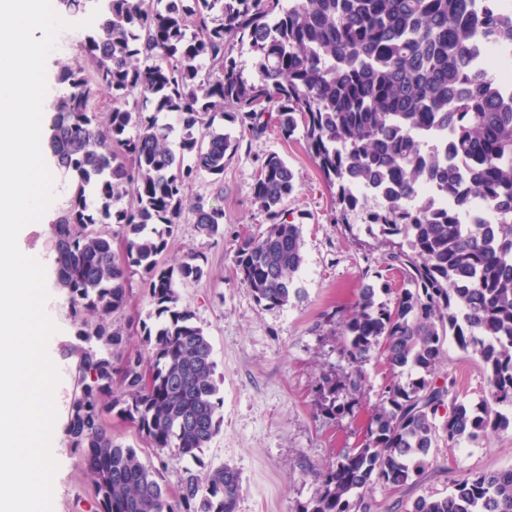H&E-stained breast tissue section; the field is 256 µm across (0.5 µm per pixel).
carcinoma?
<instances>
[{
  "mask_svg": "<svg viewBox=\"0 0 512 512\" xmlns=\"http://www.w3.org/2000/svg\"><path fill=\"white\" fill-rule=\"evenodd\" d=\"M91 3L98 22L78 41L82 62L58 74L63 92L47 141L69 183L55 220L57 285L77 336L65 432L91 477L96 512H236L241 477L220 464L184 467L171 492L160 467L112 437L116 414L163 461L197 458L220 432L224 404L213 348L178 288L202 279L205 257L160 260L184 212L213 237L224 209L192 194L220 184L239 138L224 119L284 138L299 128L332 189L336 223L378 227L386 267L403 280L393 303L360 289L343 322L346 386L376 356L391 378L364 438L321 473L304 512H374L377 485L418 482L439 438L512 429V87L477 57L490 38L512 48L501 0H56ZM247 47L256 76L233 56ZM172 115L177 126L162 122ZM296 177L265 157L254 201L269 225L236 260L258 303L301 296L302 229L285 217ZM475 200L496 221L462 222ZM123 252L113 249L112 225ZM140 275L155 306L143 351H128L125 310ZM479 357L488 396L471 406L437 382L447 335ZM408 512H512V468L456 480Z\"/></svg>",
  "mask_w": 512,
  "mask_h": 512,
  "instance_id": "carcinoma-1",
  "label": "carcinoma"
}]
</instances>
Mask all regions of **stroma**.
I'll use <instances>...</instances> for the list:
<instances>
[{
  "label": "stroma",
  "mask_w": 512,
  "mask_h": 512,
  "mask_svg": "<svg viewBox=\"0 0 512 512\" xmlns=\"http://www.w3.org/2000/svg\"><path fill=\"white\" fill-rule=\"evenodd\" d=\"M63 18L70 27L60 32L46 63V128L51 125L50 107L62 91L57 74L61 66L77 63L80 32L73 24L78 17L67 12ZM237 135L240 148L224 169L223 194L215 195L206 179L194 187L195 194L223 206V237L214 240L200 234L191 215H184L162 258L168 262L195 251L207 259L206 276L180 290L182 304L194 312L213 346L215 377L224 398L221 431L200 451V464L227 463L239 471L237 512H304L321 489L319 472L363 439L389 375L384 363L366 362L361 391L339 393L347 412H327L319 382L326 375L344 377L342 320L353 311L363 285H387L383 300L389 303L402 280L383 266L380 236L368 235L362 224L349 228L333 222L332 193L301 133L286 139L273 130L256 134L241 129ZM270 153L285 159L296 175L298 192L288 200V218L300 225L304 241V263L295 277L301 297L282 308L260 305L241 282L235 262L242 239L262 234L268 225L254 202L253 186L261 159ZM68 200L64 177L55 174L51 206L39 221L23 228L18 246L45 268V309L58 327L47 348L60 374L54 392L52 453L58 470L53 512H94L91 478L72 454L64 431L81 347L69 317L68 295L56 285L53 224ZM436 375L439 381L452 382L459 399L472 405L488 391L480 360L463 351L452 336L444 343ZM510 467L512 430L454 447L441 440L432 448L418 483L379 486L371 497L377 512H406L417 497L445 495L453 481Z\"/></svg>",
  "instance_id": "35a3bbf8"
}]
</instances>
